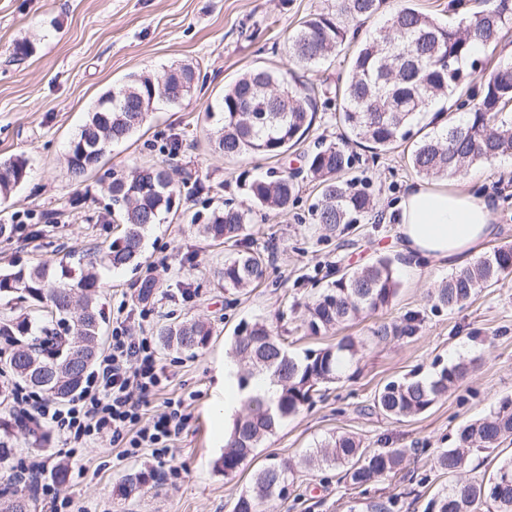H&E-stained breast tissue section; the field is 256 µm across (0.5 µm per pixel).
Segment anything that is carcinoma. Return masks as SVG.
Wrapping results in <instances>:
<instances>
[{
  "mask_svg": "<svg viewBox=\"0 0 512 512\" xmlns=\"http://www.w3.org/2000/svg\"><path fill=\"white\" fill-rule=\"evenodd\" d=\"M386 24L354 50L349 75L339 106V120L352 135L377 151L412 141L409 164L426 179L461 177L475 164H492L512 158V58H498L486 73L476 74L474 53L498 44L512 31V6L498 0H449L448 10L458 16L443 24L425 13L416 0H394ZM387 0H333L328 9L302 19L289 36L292 56L311 69L344 50L350 23L382 13ZM452 58L453 70L443 61ZM195 70L189 64L169 69L162 82L149 75H134L115 100L100 98L77 135L66 157L72 179L81 182L98 167L112 145L131 138L145 123L154 103L179 104L194 87ZM449 108L433 110L439 101ZM435 112L432 130L415 140L412 128L425 114ZM221 126L211 139L228 159L244 155L275 158L299 144L315 119V90L289 79V72L254 68L242 73L224 89ZM350 157L337 144H329L306 156L307 171L322 180L317 223L327 231L357 222L372 210L368 192L346 178ZM28 161L15 156L0 161V199L8 198L28 177ZM297 176L288 172L266 178L239 175V185L252 203L242 207L226 202L198 225V233L217 244H232L233 255L224 260L218 277L224 287L241 290L260 282L266 263L250 247L248 226L254 209L284 211L292 202ZM112 205L121 212L122 235L78 267L56 269L38 263L0 271V298L25 294L31 307L49 311L63 335L42 347L49 335L35 315L22 313L0 320V336H17L25 342L6 360L13 375L58 401L76 393L101 348L102 324L98 305L102 288L98 268L120 269L141 265L145 234L163 224L180 207V190L164 164L139 166L119 176L109 188ZM512 274V245L489 254L448 276L429 295L435 308L455 309L478 291ZM394 261L380 257L371 265L347 270L306 305L305 323L313 335L331 330L387 308L398 293ZM159 281H139L135 300L146 305L158 294ZM166 347L193 351L203 347L210 328L201 320L163 324L157 330ZM232 352L245 362L238 376L241 390L263 376L280 386L274 403L260 395L247 396L246 412L236 418L224 448V475L234 477L254 457L256 448L275 434L280 425L296 416L319 387L336 382L357 362L361 344L352 336L300 357L284 346L264 321L244 322L233 337ZM87 361L72 372H57L75 353ZM469 375V365L452 363L430 379L407 376L387 382L373 399L379 413L401 421L428 411L438 399ZM512 442V398L505 397L482 418L462 425L456 444L442 449L435 464L451 475L461 473L472 452ZM12 422L0 418V464L14 454ZM408 449L376 450L363 446L351 433H334L304 456L311 469L341 470V479L360 488L395 476L403 469ZM294 482L291 468L268 463L258 468L243 488L233 512H267L269 504L285 495ZM429 512H512V456L503 459L487 481H458L427 505ZM0 512H34L29 499L5 487L0 489Z\"/></svg>",
  "mask_w": 512,
  "mask_h": 512,
  "instance_id": "carcinoma-1",
  "label": "carcinoma"
}]
</instances>
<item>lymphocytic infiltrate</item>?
<instances>
[{
    "label": "lymphocytic infiltrate",
    "mask_w": 512,
    "mask_h": 512,
    "mask_svg": "<svg viewBox=\"0 0 512 512\" xmlns=\"http://www.w3.org/2000/svg\"><path fill=\"white\" fill-rule=\"evenodd\" d=\"M167 380L154 337L132 335L119 318L105 353L72 398L59 402L20 385L14 387L12 398L22 417L61 438L70 450V467L78 466L84 450L109 436L127 441L123 456L147 461L150 477L167 480L177 474L167 460L168 443L182 432L186 416L180 403L172 400L163 411L146 412L150 397L165 388ZM13 478L17 484L40 488L47 512H87L71 496L62 495L59 470L49 455L21 461Z\"/></svg>",
    "instance_id": "f902f5d3"
}]
</instances>
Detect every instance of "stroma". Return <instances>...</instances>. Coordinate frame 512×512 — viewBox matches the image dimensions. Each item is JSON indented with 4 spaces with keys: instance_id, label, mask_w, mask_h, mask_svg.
Segmentation results:
<instances>
[{
    "instance_id": "stroma-1",
    "label": "stroma",
    "mask_w": 512,
    "mask_h": 512,
    "mask_svg": "<svg viewBox=\"0 0 512 512\" xmlns=\"http://www.w3.org/2000/svg\"><path fill=\"white\" fill-rule=\"evenodd\" d=\"M330 0H0V161L21 155L28 179L0 202V220L22 217L45 226L42 237L0 239V266L53 265L109 244L122 233L110 205L113 176L134 167L166 163L182 186V207L173 219L146 235L139 269L107 274L99 295L106 321L128 318L134 334H154L165 322L203 320L211 328L207 344L192 352L160 348L168 385L152 398L150 410L167 400L180 402L187 416L170 441V463L179 478L142 481L139 468L121 458L123 443L105 437L85 451L84 473L63 483L75 502L92 512H232L249 484L251 470L227 479L220 466L215 407L221 398L216 369L229 355V340L242 322H268L291 353L335 344L346 334L361 341L358 364L339 382L316 392L302 411L288 419L257 450L258 460L289 464L299 473L274 512H349L352 504L391 503V512H426L449 477L435 466L439 449L454 446L458 428L485 416L500 399L512 397V275L483 289L469 304L434 309L431 289L449 275L433 260L411 261L400 250L394 225L385 215L415 180L406 147L372 154L347 140L338 119L336 94L348 77V60L334 55L320 67L298 70L313 86L317 112L305 139L272 159L229 161L215 151L211 132L222 120L216 108L224 88L253 67L289 68L288 37L308 14ZM29 38L33 54L12 56L16 40ZM193 65L199 75L189 98L178 105L157 104L139 132L114 145L104 163L83 183H74L66 149L98 98L119 90L130 76H156L173 65ZM330 143L352 158L350 178L373 200L370 213L334 233L313 216L321 187L304 172L303 157ZM294 168L297 190L287 212L264 213L252 224L251 246L266 259L258 287L224 290L217 272L231 247L199 237L191 219L210 213L225 200L242 202L241 172L263 174ZM483 177L466 189L494 206L495 245L512 244V158L479 167ZM387 256L395 261L398 294L389 307L346 328L311 335L303 325L304 307L334 278L336 270L364 267ZM153 277L161 293L146 316H128L137 280ZM415 331L381 341L380 322ZM474 362L471 374L426 413L395 421L371 409L375 392L387 381L411 373L430 378L458 359ZM357 434L373 449L407 448L405 468L396 476L355 489L333 469L307 470L301 460L329 433Z\"/></svg>"
}]
</instances>
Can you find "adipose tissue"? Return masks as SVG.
<instances>
[{"instance_id":"ef3b65f1","label":"adipose tissue","mask_w":512,"mask_h":512,"mask_svg":"<svg viewBox=\"0 0 512 512\" xmlns=\"http://www.w3.org/2000/svg\"><path fill=\"white\" fill-rule=\"evenodd\" d=\"M388 216L406 256L444 267L477 255L498 232L491 204L460 186L411 183Z\"/></svg>"}]
</instances>
